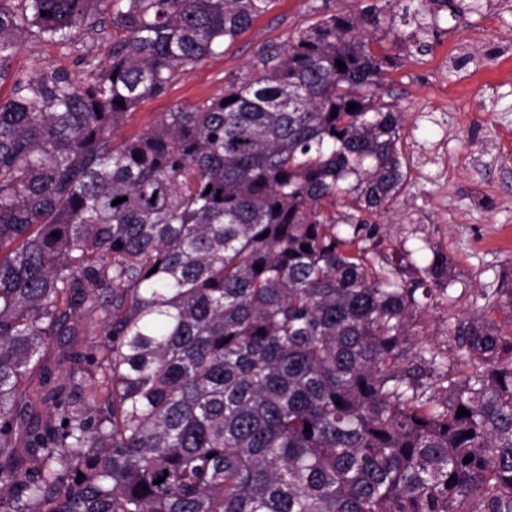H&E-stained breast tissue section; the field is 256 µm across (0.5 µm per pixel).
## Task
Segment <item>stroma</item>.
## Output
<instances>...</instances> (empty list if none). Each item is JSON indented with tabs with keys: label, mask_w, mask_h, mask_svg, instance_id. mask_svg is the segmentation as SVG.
I'll use <instances>...</instances> for the list:
<instances>
[{
	"label": "stroma",
	"mask_w": 512,
	"mask_h": 512,
	"mask_svg": "<svg viewBox=\"0 0 512 512\" xmlns=\"http://www.w3.org/2000/svg\"><path fill=\"white\" fill-rule=\"evenodd\" d=\"M385 0H273L269 11L224 53L179 72L167 91L142 101L118 132L132 136L174 106L193 107L260 71L264 48H283L325 16L351 14ZM457 17L440 12L424 55L401 41L399 25L384 46L392 57L375 101L404 114L400 146L405 182L381 217V245L393 280L417 279L438 250L448 256V290L422 314L421 335L444 350L449 315L475 314L512 287V0H464ZM112 52L109 24L81 31L65 49L31 37L12 67L32 74L62 69L85 78L88 64Z\"/></svg>",
	"instance_id": "35a3bbf8"
}]
</instances>
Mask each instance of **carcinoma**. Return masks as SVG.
Listing matches in <instances>:
<instances>
[{
	"mask_svg": "<svg viewBox=\"0 0 512 512\" xmlns=\"http://www.w3.org/2000/svg\"><path fill=\"white\" fill-rule=\"evenodd\" d=\"M270 4L0 0V512H512V288L445 353L413 329L448 257L410 287L374 258L405 180L376 47L457 0L328 15L115 139ZM100 15L86 78L12 70Z\"/></svg>",
	"mask_w": 512,
	"mask_h": 512,
	"instance_id": "1",
	"label": "carcinoma"
}]
</instances>
